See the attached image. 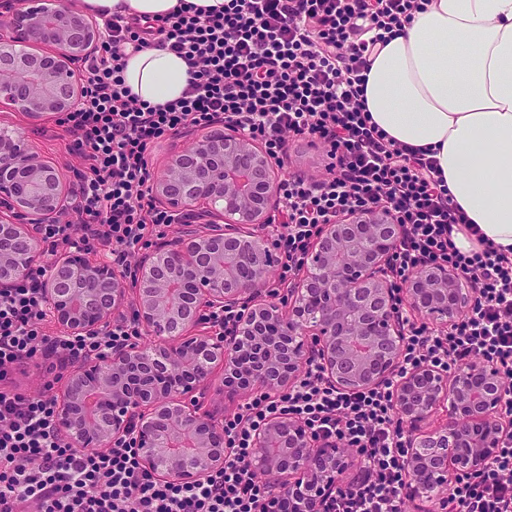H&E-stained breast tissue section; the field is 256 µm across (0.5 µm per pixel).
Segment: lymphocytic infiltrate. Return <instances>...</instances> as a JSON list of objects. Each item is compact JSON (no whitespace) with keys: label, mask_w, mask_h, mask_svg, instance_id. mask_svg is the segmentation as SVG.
Instances as JSON below:
<instances>
[{"label":"lymphocytic infiltrate","mask_w":512,"mask_h":512,"mask_svg":"<svg viewBox=\"0 0 512 512\" xmlns=\"http://www.w3.org/2000/svg\"><path fill=\"white\" fill-rule=\"evenodd\" d=\"M429 2L224 0L220 10L177 8L154 26L118 13L104 19L99 46L82 60L87 93L61 120L85 168L77 219L44 225L45 241L88 254L107 247L123 264L158 228L175 223L153 202L148 158L158 140L182 129L237 125L278 163L291 137L310 139L330 163L323 178L293 174L278 184L282 275L301 266L320 225L365 208L390 210L400 227L393 276L445 265L476 290L447 333L409 325L402 369L493 363L507 393L504 412L512 417V254L491 245L459 250L453 227L468 218L435 159L389 139L365 108L375 48ZM151 45L179 55L190 74L179 98L157 106L134 96L123 78L128 49ZM45 274L44 266L34 267L0 293V512H256L267 485L248 464L253 432L275 413L301 418L358 457V476L329 500L327 512H407L411 475L392 379L345 393L307 367L290 391L254 396L225 418L229 458L196 485L159 480L125 442L71 446L56 424L53 396L7 386L13 366L39 354L63 368L110 351L137 330L122 319L96 336L50 334L39 288ZM438 512H512V438L479 475L456 480Z\"/></svg>","instance_id":"lymphocytic-infiltrate-1"}]
</instances>
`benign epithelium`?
Here are the masks:
<instances>
[{
    "label": "benign epithelium",
    "instance_id": "obj_1",
    "mask_svg": "<svg viewBox=\"0 0 512 512\" xmlns=\"http://www.w3.org/2000/svg\"><path fill=\"white\" fill-rule=\"evenodd\" d=\"M99 32L69 0H26L0 18V105L30 117L63 116L86 88L75 61ZM152 196L189 217L135 268L120 272L78 254L56 258L40 288L69 336H94L129 310L142 336L104 356L69 366L57 397L58 427L79 448L130 440L141 464L161 479L196 485L224 467V419L202 409L213 369L224 392L293 387L311 363L341 391L397 378V426L405 438L412 497L433 500L461 476L480 474L512 422L490 365L452 373L422 363L397 376L404 310L446 333L471 305L473 289L445 265L397 285L391 256L398 225L382 208L321 225L300 276L266 288L276 258L263 238L279 204L272 161L250 135L224 124L177 152L150 183ZM60 169L0 126V291L42 261V226L76 206ZM197 335H191V332ZM252 469L269 477L260 512H326L349 452L315 435L292 414L269 416L255 431Z\"/></svg>",
    "mask_w": 512,
    "mask_h": 512
}]
</instances>
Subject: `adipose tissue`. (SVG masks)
I'll return each mask as SVG.
<instances>
[{
  "label": "adipose tissue",
  "mask_w": 512,
  "mask_h": 512,
  "mask_svg": "<svg viewBox=\"0 0 512 512\" xmlns=\"http://www.w3.org/2000/svg\"><path fill=\"white\" fill-rule=\"evenodd\" d=\"M181 0H85L91 10L161 19ZM141 101L179 98L185 61L159 47L132 54L123 73ZM389 138L434 150L454 203L480 229L457 227L461 251L489 241L512 253V0H431L371 56L365 91Z\"/></svg>",
  "instance_id": "adipose-tissue-1"
}]
</instances>
